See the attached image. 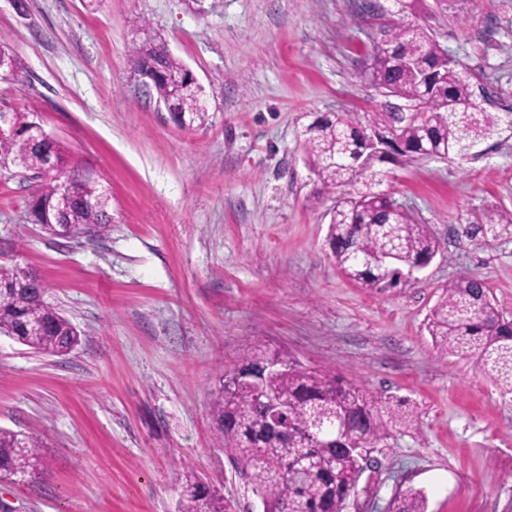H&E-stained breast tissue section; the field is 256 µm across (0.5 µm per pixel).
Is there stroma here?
<instances>
[{
  "label": "stroma",
  "instance_id": "stroma-1",
  "mask_svg": "<svg viewBox=\"0 0 512 512\" xmlns=\"http://www.w3.org/2000/svg\"><path fill=\"white\" fill-rule=\"evenodd\" d=\"M355 0H0V47L23 72L0 108L32 113L69 166L100 178L112 229L48 235L39 180L0 160V263L37 271L79 345L52 355L0 335V428L44 440L40 474L0 479V512H177L186 474L226 512H262L215 448L208 404L249 347L415 405L417 428L372 450L371 488L350 512H383L396 489L428 512H512V394L427 329L459 276L486 282L512 318V238L482 246L460 225L512 212V131L478 157L383 164L384 186L440 249L406 286L368 291L327 238L339 190L305 158L317 117L377 121L362 76L372 21ZM449 56L512 104V0H415ZM165 43L204 89L205 126L182 127L142 92L131 49Z\"/></svg>",
  "mask_w": 512,
  "mask_h": 512
}]
</instances>
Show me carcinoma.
Wrapping results in <instances>:
<instances>
[{
    "label": "carcinoma",
    "mask_w": 512,
    "mask_h": 512,
    "mask_svg": "<svg viewBox=\"0 0 512 512\" xmlns=\"http://www.w3.org/2000/svg\"><path fill=\"white\" fill-rule=\"evenodd\" d=\"M373 36L368 67L370 82L382 93L413 106L419 117L399 121L392 151L366 152L365 127L349 114L325 116L307 127L304 143L310 171L325 188L351 187L336 204L329 240L341 274L360 288L385 291L401 285L406 272L426 267L439 251L428 226L380 189L381 163L428 155L467 157L466 146L486 134L497 135L512 120L510 112L466 110L474 102L473 76L448 56L430 27L405 21L409 0H388ZM139 76L153 78L157 101L179 125L202 126L207 120L202 86L162 43L134 47ZM4 147L19 164L37 173L48 162L58 175L42 178L32 213L51 236L64 224L73 238L95 239L112 227L109 200L89 174L67 161L47 136L31 134L34 121L24 112L4 110ZM70 181V202L58 208L63 181ZM462 236L479 245L512 238V216L483 213L460 226ZM23 268L0 264V334L37 351L71 352L80 342L75 327L50 305L47 285L20 283ZM429 331L444 352L472 360L512 393V320L493 305L488 286L461 276L443 290L432 309ZM274 358L279 372L264 379L262 390L288 401V410L273 417L261 394L224 384L241 368H259ZM406 400L354 387L302 366L284 351L257 345L219 379L211 400V433L240 475L254 484L265 512H346L357 493L353 474L360 449L374 448L394 433L414 425ZM41 441L0 429V478L37 474ZM390 512H426L425 495L399 490ZM179 512H224V496L198 479L186 484Z\"/></svg>",
    "instance_id": "obj_1"
}]
</instances>
